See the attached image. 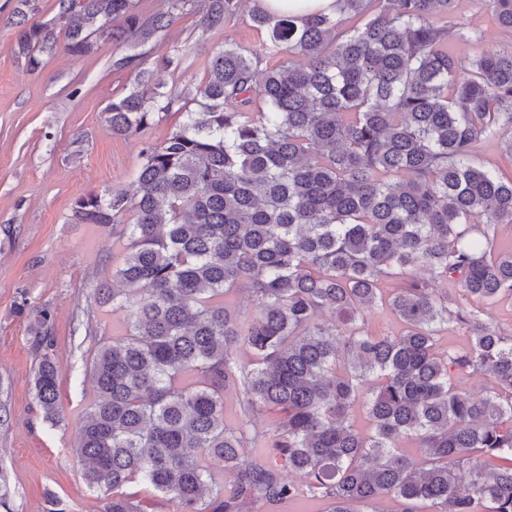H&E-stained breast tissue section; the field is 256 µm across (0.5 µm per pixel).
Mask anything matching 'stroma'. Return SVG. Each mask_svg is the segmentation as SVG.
Here are the masks:
<instances>
[{"label": "stroma", "instance_id": "1", "mask_svg": "<svg viewBox=\"0 0 512 512\" xmlns=\"http://www.w3.org/2000/svg\"><path fill=\"white\" fill-rule=\"evenodd\" d=\"M19 3L0 0V512H47L53 498L64 512H103L104 497L85 483L71 445L94 397V350L124 332L122 314L96 305L92 293L111 284L127 241L68 216L74 199L90 191L135 189L142 139L162 142L176 119L156 118L140 137L112 135L101 112L134 79L133 70L112 68L121 47L99 43L81 61L61 51L30 71L15 51L11 22ZM251 7L244 0L221 29H203L193 14L177 18L145 45V68L167 93L198 85L224 43L257 44ZM452 19L482 30L490 45L512 48V33L497 28L479 0H463ZM173 47L184 56L176 71L162 63ZM42 309L51 313L59 369L55 424L43 421L33 389L35 318ZM85 319L95 335L78 330Z\"/></svg>", "mask_w": 512, "mask_h": 512}]
</instances>
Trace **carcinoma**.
I'll return each mask as SVG.
<instances>
[{
  "label": "carcinoma",
  "instance_id": "carcinoma-1",
  "mask_svg": "<svg viewBox=\"0 0 512 512\" xmlns=\"http://www.w3.org/2000/svg\"><path fill=\"white\" fill-rule=\"evenodd\" d=\"M167 2L147 17L136 0H55L49 22L17 11L16 53L32 70L60 47L74 58L101 41L125 49L114 68L138 72L102 110L112 134L180 118L162 142H143L135 191L71 207L75 223L128 240L112 287L93 292L126 334L95 350L94 398L72 445L104 512H143L132 483L177 512H251L305 493L329 499L328 512L386 495L433 512H512V336L432 287L512 296V245L495 243L512 224V178L475 157L498 137L512 158V51L448 21L457 0H335L306 18L257 4L258 44H224L195 90L166 93L139 49L187 12L222 27L241 0ZM484 4L512 32V0ZM394 277L403 286L384 292ZM234 292L253 308L228 304ZM375 306L399 334L369 331ZM453 323L469 343L440 353L436 336ZM37 340L35 396L56 424L53 344ZM241 347L252 363L238 362ZM486 377L482 393L458 389ZM230 387L235 428L224 426ZM359 400L370 436L351 422ZM261 409L280 413L266 430L253 428ZM208 457L232 481L217 482Z\"/></svg>",
  "mask_w": 512,
  "mask_h": 512
}]
</instances>
